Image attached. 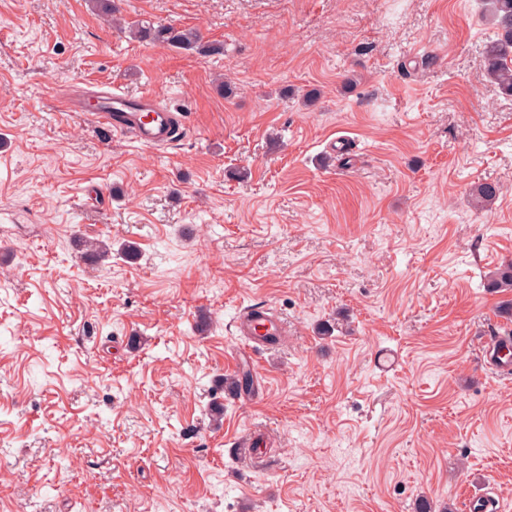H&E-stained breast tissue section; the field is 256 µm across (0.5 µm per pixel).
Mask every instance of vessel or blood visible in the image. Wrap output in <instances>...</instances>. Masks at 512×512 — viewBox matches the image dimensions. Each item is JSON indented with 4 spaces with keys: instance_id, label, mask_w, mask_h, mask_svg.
<instances>
[{
    "instance_id": "b4317fda",
    "label": "vessel or blood",
    "mask_w": 512,
    "mask_h": 512,
    "mask_svg": "<svg viewBox=\"0 0 512 512\" xmlns=\"http://www.w3.org/2000/svg\"><path fill=\"white\" fill-rule=\"evenodd\" d=\"M70 112L87 113L96 128L104 135L121 134L141 145L161 148L174 141V128L181 118L169 108L159 105L154 98H135L121 91H94L67 99ZM238 335L246 339L247 350L264 347V335L284 336L286 326L277 312L270 309L248 308L236 321ZM512 347V336L489 337L482 354L486 368L512 371V358L506 354Z\"/></svg>"
}]
</instances>
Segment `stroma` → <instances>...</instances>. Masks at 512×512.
<instances>
[{"label": "stroma", "mask_w": 512, "mask_h": 512, "mask_svg": "<svg viewBox=\"0 0 512 512\" xmlns=\"http://www.w3.org/2000/svg\"><path fill=\"white\" fill-rule=\"evenodd\" d=\"M115 3L224 52L0 0V512H512V376L480 361L512 306L487 286L512 260V97L485 0ZM98 86L182 135L62 111ZM261 305L288 333L225 398ZM128 35L133 39L152 40L169 44L178 49L193 51L200 54H221L224 46L217 43L203 42L200 33L194 29H180L172 26L132 25L128 27ZM69 112H87L104 135H125L143 146L161 148L174 142V128L184 116L160 106L153 97L138 99L121 91H93L66 99ZM253 375L248 370L241 373L225 376L222 381V389L228 396L237 397L242 392H250L253 388Z\"/></svg>", "instance_id": "stroma-1"}]
</instances>
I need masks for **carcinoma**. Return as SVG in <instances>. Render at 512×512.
<instances>
[{"instance_id":"obj_1","label":"carcinoma","mask_w":512,"mask_h":512,"mask_svg":"<svg viewBox=\"0 0 512 512\" xmlns=\"http://www.w3.org/2000/svg\"><path fill=\"white\" fill-rule=\"evenodd\" d=\"M489 5L491 21L498 33L497 39L486 45L484 71L490 82L495 84L502 94L512 96V0H489ZM127 33L133 39L162 42L200 54L224 52L223 45L203 41L200 33L194 29L137 24L128 27ZM498 194V187L491 183L479 184L473 190L475 200L483 206L491 204ZM487 287L512 288L511 260L491 272ZM253 385V375L248 370L226 376L222 381L224 393L232 397L251 391Z\"/></svg>"}]
</instances>
